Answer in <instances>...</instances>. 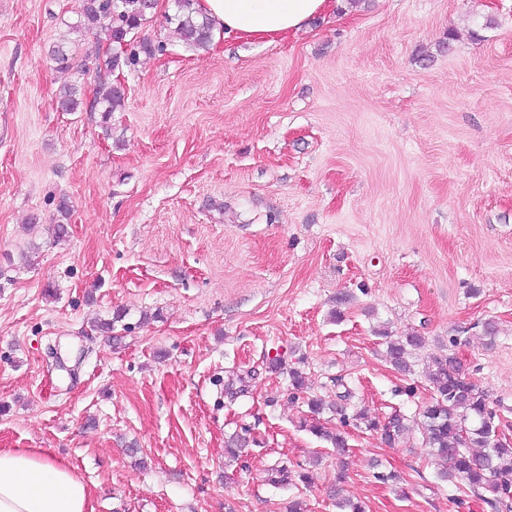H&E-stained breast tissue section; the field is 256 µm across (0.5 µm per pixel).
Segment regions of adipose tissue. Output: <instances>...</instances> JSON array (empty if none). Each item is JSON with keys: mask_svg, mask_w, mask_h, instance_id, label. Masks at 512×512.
I'll return each instance as SVG.
<instances>
[{"mask_svg": "<svg viewBox=\"0 0 512 512\" xmlns=\"http://www.w3.org/2000/svg\"><path fill=\"white\" fill-rule=\"evenodd\" d=\"M328 0H197L217 30L272 39L302 30ZM0 512H94L91 492L63 459L36 448L0 449Z\"/></svg>", "mask_w": 512, "mask_h": 512, "instance_id": "obj_1", "label": "adipose tissue"}]
</instances>
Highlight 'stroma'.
Instances as JSON below:
<instances>
[{
  "mask_svg": "<svg viewBox=\"0 0 512 512\" xmlns=\"http://www.w3.org/2000/svg\"><path fill=\"white\" fill-rule=\"evenodd\" d=\"M80 4L0 0V448L66 460L94 512H340L336 484L366 512H493L420 435L323 414L339 453L301 423L343 388L347 412L417 415L427 355L462 332L512 437V0H330L299 32L205 51L158 0L135 36L165 49L120 72L108 130L95 75L51 58L109 51ZM67 84L80 111L58 106ZM383 328L427 338L412 374ZM283 457L307 483L269 486Z\"/></svg>",
  "mask_w": 512,
  "mask_h": 512,
  "instance_id": "35a3bbf8",
  "label": "stroma"
}]
</instances>
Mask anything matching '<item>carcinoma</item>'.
Here are the masks:
<instances>
[{
  "instance_id": "cac0c4a2",
  "label": "carcinoma",
  "mask_w": 512,
  "mask_h": 512,
  "mask_svg": "<svg viewBox=\"0 0 512 512\" xmlns=\"http://www.w3.org/2000/svg\"><path fill=\"white\" fill-rule=\"evenodd\" d=\"M177 12L167 17L181 40L196 50H206L214 36L212 20L200 14L196 0H176ZM155 9L149 0H82L81 14L87 28L102 32L112 44V53L86 57L99 78L94 104L99 106L101 122L109 127L112 113L125 108V92L105 77L124 68L136 65L142 54L153 55L164 50V44L130 39L132 31L146 23ZM82 101L74 88L69 87L60 96L63 112H76ZM385 346V360L398 371L413 372L410 362L412 352L427 345V339L419 334L393 335L386 329L379 331ZM469 339L451 336L447 352L430 357L426 377L431 389V402L419 413V418L408 419L394 412L381 418L369 411H357L351 416L354 425L380 434L388 444L404 441L412 432L422 436V443L431 449V455L441 462L439 475L450 481L458 480L471 493L490 504L494 509L512 498V443L496 438L499 416L490 408L489 397L480 386L465 373L455 348ZM314 415L309 431L329 440L334 448L347 447V439L341 432L324 427L318 415L325 410L344 413L336 403L327 404L321 398L308 401ZM270 485L279 488L290 484L288 462L282 460L271 468Z\"/></svg>"
}]
</instances>
